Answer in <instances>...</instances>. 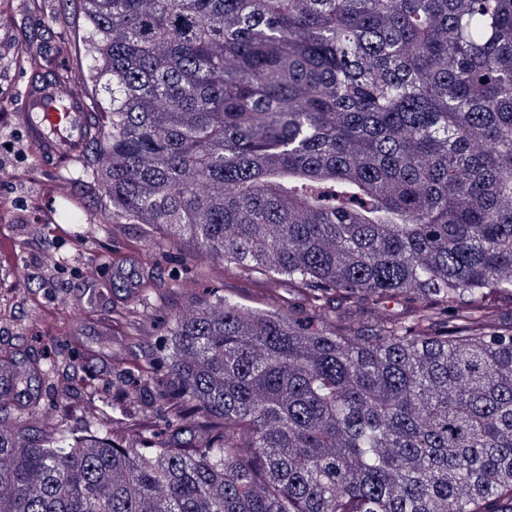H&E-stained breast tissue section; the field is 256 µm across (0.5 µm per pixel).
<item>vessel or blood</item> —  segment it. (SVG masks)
Returning <instances> with one entry per match:
<instances>
[{
	"instance_id": "obj_1",
	"label": "vessel or blood",
	"mask_w": 512,
	"mask_h": 512,
	"mask_svg": "<svg viewBox=\"0 0 512 512\" xmlns=\"http://www.w3.org/2000/svg\"><path fill=\"white\" fill-rule=\"evenodd\" d=\"M59 96H62L60 87L50 70L33 72L27 81L20 109L14 115L33 149L54 168L77 160L93 130L92 114L83 95L69 92L65 95L69 103L67 111H51V101Z\"/></svg>"
}]
</instances>
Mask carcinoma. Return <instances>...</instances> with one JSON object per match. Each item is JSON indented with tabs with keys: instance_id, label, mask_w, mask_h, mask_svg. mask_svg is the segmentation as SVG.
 I'll return each instance as SVG.
<instances>
[{
	"instance_id": "1",
	"label": "carcinoma",
	"mask_w": 512,
	"mask_h": 512,
	"mask_svg": "<svg viewBox=\"0 0 512 512\" xmlns=\"http://www.w3.org/2000/svg\"><path fill=\"white\" fill-rule=\"evenodd\" d=\"M74 2L110 213L306 303L168 312L78 429L0 401V512H512V0ZM129 418L141 435L150 437L154 432L160 431L164 426L161 420L156 418L150 411H146L140 403L128 406Z\"/></svg>"
}]
</instances>
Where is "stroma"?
Returning <instances> with one entry per match:
<instances>
[{"mask_svg": "<svg viewBox=\"0 0 512 512\" xmlns=\"http://www.w3.org/2000/svg\"><path fill=\"white\" fill-rule=\"evenodd\" d=\"M26 4L13 0L10 15L0 18V97L7 102L0 109V269L23 276L25 284L18 291L12 281L0 283V359H67L71 372L15 393L13 411L38 406L32 421L37 430L80 428L98 415L90 398L101 394L102 380L147 379L160 369L155 359L166 341L163 326L136 337L128 323L114 322L115 312L131 319L142 310L160 315L210 290L237 294L247 305L255 296L243 289L234 270L218 267L202 274L201 258L182 246L150 249L146 225L113 223L82 177V161L59 172L32 154L24 129L13 118L28 76L18 63L20 34L34 36L49 59L73 72L74 89H82L83 72L74 30L65 22L73 11L69 0H49L46 15L29 12ZM63 174L71 179L70 206L86 226L80 238L53 229L61 221L55 185ZM50 254L64 257V265L49 267ZM91 263L101 269L93 283L86 279ZM116 265L126 268L130 279L114 277L110 269ZM149 279L157 288L147 303H139L138 287Z\"/></svg>", "mask_w": 512, "mask_h": 512, "instance_id": "35a3bbf8", "label": "stroma"}]
</instances>
